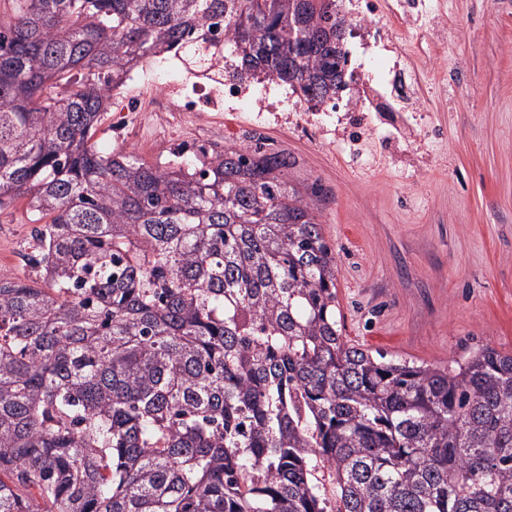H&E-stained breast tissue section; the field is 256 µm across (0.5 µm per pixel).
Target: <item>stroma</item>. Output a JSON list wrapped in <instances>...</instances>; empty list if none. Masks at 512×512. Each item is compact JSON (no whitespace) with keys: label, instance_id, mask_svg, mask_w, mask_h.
<instances>
[{"label":"stroma","instance_id":"35a3bbf8","mask_svg":"<svg viewBox=\"0 0 512 512\" xmlns=\"http://www.w3.org/2000/svg\"><path fill=\"white\" fill-rule=\"evenodd\" d=\"M340 0L352 78L312 108L288 86L267 112L246 104L157 129L155 88L113 97L92 136L115 147L123 121L136 154L219 142L261 124L259 143L287 153L295 183H318L317 219L336 253L343 334L352 343L444 368L490 346L512 353V0ZM139 104L124 112L125 99ZM26 199L0 213V267L22 259Z\"/></svg>","mask_w":512,"mask_h":512}]
</instances>
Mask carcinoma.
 Masks as SVG:
<instances>
[{
  "instance_id": "1",
  "label": "carcinoma",
  "mask_w": 512,
  "mask_h": 512,
  "mask_svg": "<svg viewBox=\"0 0 512 512\" xmlns=\"http://www.w3.org/2000/svg\"><path fill=\"white\" fill-rule=\"evenodd\" d=\"M12 11L0 212L25 197L39 227L35 284L0 276V512H512V354L440 369L346 340L336 256L287 155L158 164L90 143L123 77L217 47L212 26L231 78L334 99L336 0Z\"/></svg>"
}]
</instances>
